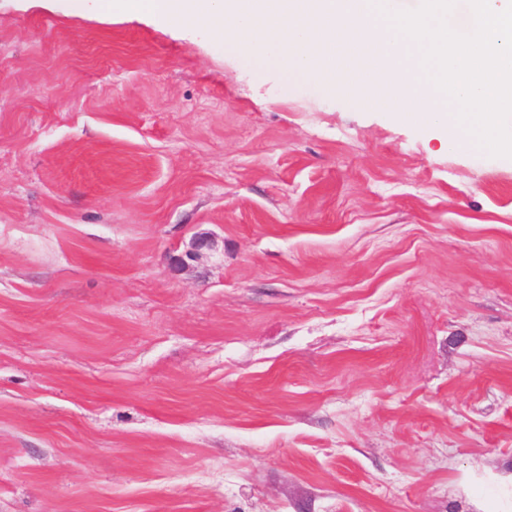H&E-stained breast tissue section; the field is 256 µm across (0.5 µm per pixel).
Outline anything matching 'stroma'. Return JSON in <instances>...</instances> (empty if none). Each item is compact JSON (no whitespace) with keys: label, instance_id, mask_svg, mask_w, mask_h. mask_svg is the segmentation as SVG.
Listing matches in <instances>:
<instances>
[{"label":"stroma","instance_id":"35a3bbf8","mask_svg":"<svg viewBox=\"0 0 512 512\" xmlns=\"http://www.w3.org/2000/svg\"><path fill=\"white\" fill-rule=\"evenodd\" d=\"M442 137L0 0V512H512V159Z\"/></svg>","mask_w":512,"mask_h":512}]
</instances>
